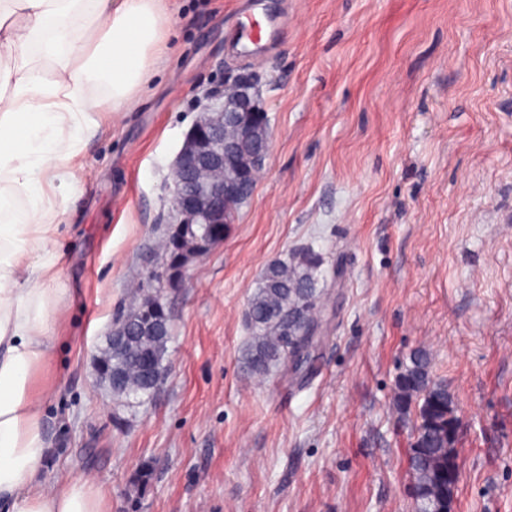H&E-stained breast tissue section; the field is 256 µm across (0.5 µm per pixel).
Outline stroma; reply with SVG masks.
Here are the masks:
<instances>
[{
  "label": "stroma",
  "instance_id": "stroma-1",
  "mask_svg": "<svg viewBox=\"0 0 512 512\" xmlns=\"http://www.w3.org/2000/svg\"><path fill=\"white\" fill-rule=\"evenodd\" d=\"M281 44L228 45L240 0H167L166 49L128 112L81 136L54 221L40 481L90 475L112 512H414L411 417L432 355L460 419L455 512H512V0H287ZM253 71L270 151L222 242L169 294V370L117 398L97 359L157 267L172 167L228 72ZM321 250L331 299L309 373L247 367L271 259Z\"/></svg>",
  "mask_w": 512,
  "mask_h": 512
}]
</instances>
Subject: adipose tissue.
Returning a JSON list of instances; mask_svg holds the SVG:
<instances>
[{
  "mask_svg": "<svg viewBox=\"0 0 512 512\" xmlns=\"http://www.w3.org/2000/svg\"><path fill=\"white\" fill-rule=\"evenodd\" d=\"M167 24L163 0H0V512H110L92 477L37 480L51 447L34 379L52 358L60 294L46 285V247L80 135L94 113L137 106ZM95 80L110 96L88 94Z\"/></svg>",
  "mask_w": 512,
  "mask_h": 512,
  "instance_id": "1",
  "label": "adipose tissue"
}]
</instances>
